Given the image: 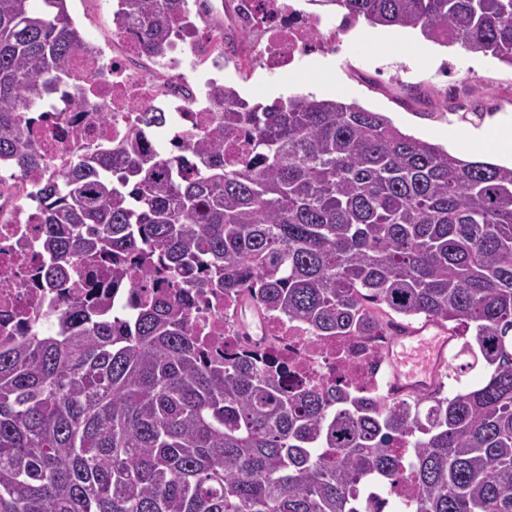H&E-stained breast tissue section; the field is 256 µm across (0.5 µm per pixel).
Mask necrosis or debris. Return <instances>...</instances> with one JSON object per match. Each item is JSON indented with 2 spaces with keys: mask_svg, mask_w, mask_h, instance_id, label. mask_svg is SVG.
Instances as JSON below:
<instances>
[{
  "mask_svg": "<svg viewBox=\"0 0 512 512\" xmlns=\"http://www.w3.org/2000/svg\"><path fill=\"white\" fill-rule=\"evenodd\" d=\"M205 13L214 25L200 31L187 20L189 43L179 53L156 57L141 65L137 28L126 24L113 29L111 46L76 56L63 83L35 113L30 132L43 158L42 169L11 182L0 196V340L31 332L55 331L70 297L89 293L84 268H76L71 288L59 291L40 287L35 271L43 261V226L32 188L45 171L65 172L80 157L99 146L123 140L138 124L142 110L163 112L171 124L166 136L147 130L151 149L174 148L222 122L224 102L210 88L224 71V26L232 24L247 35H257L253 51L259 63L294 70L304 56L329 45L321 16H308L303 0H236L232 16H225L223 0H207ZM107 113L98 121V113ZM243 311L239 302L193 296L191 330L215 352L250 344L277 345L287 361L288 382H326L339 373L340 350L355 361L349 372L359 386L389 396L384 367L366 355L356 339H315L296 321L266 316L256 336L240 334Z\"/></svg>",
  "mask_w": 512,
  "mask_h": 512,
  "instance_id": "4bbe7bcc",
  "label": "necrosis or debris"
}]
</instances>
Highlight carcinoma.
<instances>
[{
	"label": "carcinoma",
	"mask_w": 512,
	"mask_h": 512,
	"mask_svg": "<svg viewBox=\"0 0 512 512\" xmlns=\"http://www.w3.org/2000/svg\"><path fill=\"white\" fill-rule=\"evenodd\" d=\"M371 26L417 29L512 66V0H317ZM145 56L165 54L189 0H126ZM89 49L67 0H0V158H42L22 113ZM251 155L224 163V141ZM195 165L140 132L37 185L45 288L81 257L133 307L74 299L60 331L0 342V512H512V166L470 161L357 103L251 104ZM156 288L171 292L157 295ZM220 290L314 337L390 336L421 320L471 336L485 371L452 396L289 387L275 360L213 353L185 295Z\"/></svg>",
	"instance_id": "carcinoma-1"
}]
</instances>
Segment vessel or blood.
<instances>
[{
    "mask_svg": "<svg viewBox=\"0 0 512 512\" xmlns=\"http://www.w3.org/2000/svg\"><path fill=\"white\" fill-rule=\"evenodd\" d=\"M449 342L446 332L428 335L420 328L392 336L387 350L390 388L403 393L433 390L447 360Z\"/></svg>",
    "mask_w": 512,
    "mask_h": 512,
    "instance_id": "1",
    "label": "vessel or blood"
}]
</instances>
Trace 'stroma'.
I'll list each match as a JSON object with an SVG mask.
<instances>
[{"instance_id": "35a3bbf8", "label": "stroma", "mask_w": 512, "mask_h": 512, "mask_svg": "<svg viewBox=\"0 0 512 512\" xmlns=\"http://www.w3.org/2000/svg\"><path fill=\"white\" fill-rule=\"evenodd\" d=\"M68 9L89 46H100L102 35L112 30L109 0H68ZM420 38L416 30L373 28L361 21L347 33L345 53L301 59L293 82L248 64L225 68L224 80L253 104L267 105L301 94L354 102L388 117L402 132L455 156L497 162V155L476 148L475 143L492 121L512 126V66L457 45L431 44V52L438 57L434 64L416 52L379 53L369 47L377 39ZM453 79L463 85V96L449 95ZM476 100L489 112V119L464 121L463 113Z\"/></svg>"}]
</instances>
